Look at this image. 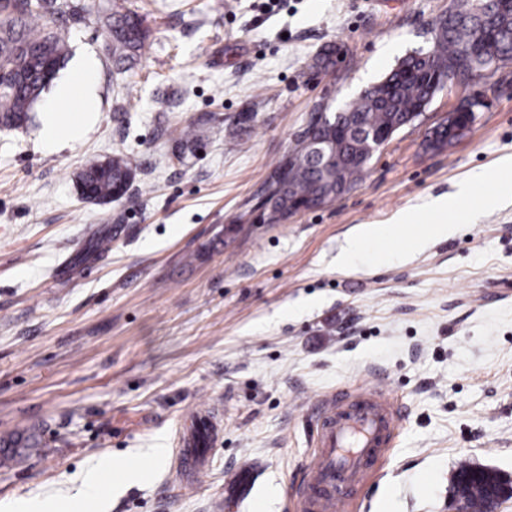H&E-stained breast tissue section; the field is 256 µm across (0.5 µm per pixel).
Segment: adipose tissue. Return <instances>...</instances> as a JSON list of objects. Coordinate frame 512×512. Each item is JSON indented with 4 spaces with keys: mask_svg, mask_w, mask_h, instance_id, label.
<instances>
[{
    "mask_svg": "<svg viewBox=\"0 0 512 512\" xmlns=\"http://www.w3.org/2000/svg\"><path fill=\"white\" fill-rule=\"evenodd\" d=\"M99 72L96 55L84 52L76 55L65 73L53 81L39 107L46 151L65 149L92 131L99 102Z\"/></svg>",
    "mask_w": 512,
    "mask_h": 512,
    "instance_id": "1",
    "label": "adipose tissue"
}]
</instances>
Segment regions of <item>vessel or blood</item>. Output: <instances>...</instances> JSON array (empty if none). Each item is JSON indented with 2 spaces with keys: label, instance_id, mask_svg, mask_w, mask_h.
<instances>
[{
  "label": "vessel or blood",
  "instance_id": "obj_1",
  "mask_svg": "<svg viewBox=\"0 0 512 512\" xmlns=\"http://www.w3.org/2000/svg\"><path fill=\"white\" fill-rule=\"evenodd\" d=\"M399 415L380 388L341 389L315 405L316 452L307 464V482L297 512H348L356 485L375 471L398 426ZM219 432L213 417L201 415L178 453L180 471L205 470L207 446Z\"/></svg>",
  "mask_w": 512,
  "mask_h": 512
}]
</instances>
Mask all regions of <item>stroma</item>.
Instances as JSON below:
<instances>
[{"label":"stroma","instance_id":"stroma-1","mask_svg":"<svg viewBox=\"0 0 512 512\" xmlns=\"http://www.w3.org/2000/svg\"><path fill=\"white\" fill-rule=\"evenodd\" d=\"M149 30L131 68L96 18L62 29L100 60L94 129L44 150L40 122L0 130V503L61 512L86 467L145 462L107 512H294L317 400L377 386L400 416L352 512H450L459 461L512 480V61L440 89L342 199L277 224L252 208L317 106L341 111L406 54L428 49L452 0H104ZM336 69L316 72L325 45ZM486 100L441 150L428 127ZM169 102L159 111L157 99ZM253 113L237 142L225 128ZM197 140L177 156L180 127ZM117 153L148 194L94 204L89 158ZM485 172L458 232L412 247L393 217ZM500 202L483 209L487 196ZM391 226L372 259L337 256L362 225ZM193 411L222 431L198 476L175 472Z\"/></svg>","mask_w":512,"mask_h":512}]
</instances>
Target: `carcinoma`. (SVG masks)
Wrapping results in <instances>:
<instances>
[{"label": "carcinoma", "instance_id": "carcinoma-1", "mask_svg": "<svg viewBox=\"0 0 512 512\" xmlns=\"http://www.w3.org/2000/svg\"><path fill=\"white\" fill-rule=\"evenodd\" d=\"M97 0H0V129L22 127L32 119L31 111L58 75L69 54L65 36L56 30L37 28L34 17L80 21L100 15ZM108 49L116 65L131 62L144 46L148 30L136 12L114 11L104 18ZM336 48L315 56L314 68L327 73L336 67ZM490 61L512 60V9L495 0H452L448 13L434 25L432 47L410 53L398 61L377 84L363 90L343 109L342 124L320 121L311 113L307 130L320 143L324 154H309L301 138L275 166L259 203L262 214L277 220L303 205L320 208L346 195L368 170L374 156L369 139L347 137L339 126L363 133L396 132L422 112L438 90L443 76L465 78L471 72L470 52ZM466 116H458L448 128L436 130L441 145L451 143L467 129ZM343 157V166L327 163L328 154ZM135 167L124 154L107 160L92 159L78 176V185L101 202L130 197ZM454 502L464 512H492L499 501L512 497V485L496 472L463 461L458 464L452 485Z\"/></svg>", "mask_w": 512, "mask_h": 512}]
</instances>
